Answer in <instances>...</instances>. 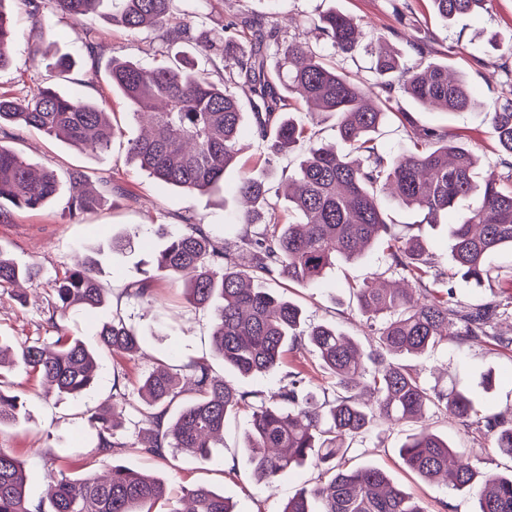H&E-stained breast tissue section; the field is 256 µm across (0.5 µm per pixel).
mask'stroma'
Listing matches in <instances>:
<instances>
[{"label":"stroma","instance_id":"stroma-1","mask_svg":"<svg viewBox=\"0 0 512 512\" xmlns=\"http://www.w3.org/2000/svg\"><path fill=\"white\" fill-rule=\"evenodd\" d=\"M189 6L185 0H173L174 14H181ZM235 6L262 18L277 19L287 25L289 35L306 40L318 50L325 49L326 43L312 20L326 11L360 20L365 42L372 46L386 41L403 52L407 49L405 35L429 37L435 59L446 62L455 75L467 82L476 104L461 112L447 113L421 108L405 97L402 107L417 126L445 129L449 139L465 143L479 156L482 170L501 171L502 155L489 133L487 106L512 89V54L506 51L512 41V0H489L486 11L457 17L447 24L432 15L427 0H240L236 5L231 0H195L190 6L195 11L192 23L199 31H219ZM7 11L16 21V37L12 62L0 71V93L22 97L41 83L65 96L103 100L121 133L108 151L92 153L31 128H12L7 145L33 169L55 171L61 181L62 197L40 210H12L8 223L0 224V248L42 271L34 285L0 287V338L17 347L33 341L51 342L62 332L93 346L99 326L118 317L135 329L142 353L132 359L101 353L97 382L80 398L58 396L21 368L1 370L0 379L24 400L26 418L18 426L0 428V448L9 449L23 462L28 474L27 494L34 501L48 492L46 461L48 455L55 454L60 466L75 476L85 469L102 473L118 463L168 480L171 503L178 507L183 506L188 489L207 485L223 493L234 512H282L289 498L318 480L320 471L308 464L281 475L274 487H265L253 472L247 448L248 412H239L227 420L224 445L215 449L213 461L206 465L181 455L161 460L147 453L136 433L137 414L131 408L117 432L123 448L113 456L98 452L97 434L89 418L111 410L115 389L136 396L141 376L158 359L180 364L206 358L212 360L215 371L222 373L225 381L240 388L267 395L279 390L283 384L281 375L242 378L215 361L211 313L189 305L185 280L153 272L151 257L161 245L155 234L157 225L179 227L184 214L195 215L200 223L223 235L227 249H234L238 233L236 190L243 174L265 173L270 199L285 203L288 180L304 157L307 144L276 159L272 167H264L265 147L253 133V94L249 86L241 83L235 88L243 110L239 163L225 172L223 186L199 195L165 184L140 170L128 157V144L140 134L142 125L112 92V58L118 55L145 67H157L179 55L208 70L220 67V59L200 53L192 44L163 45L148 29L131 32L113 25L109 0H103L98 7L88 36L71 19L51 8L45 9L39 25L30 18L24 0H12ZM396 30L401 33L397 39L392 36ZM88 40L98 44V60L88 58L84 46ZM57 51L72 54L76 61L64 78L57 77L48 66L50 54ZM74 170L83 172L90 185L108 194L105 205L77 219L62 211L63 197L74 191L68 178ZM388 213L395 223L414 225L416 233L428 242L439 268L451 270L448 228L457 222L458 213L440 214L436 223L428 224L422 213L395 201L389 202ZM124 235L131 238L130 248L106 258L99 271L108 290L105 304L91 315L70 313L59 328H51L47 317L56 303V277L79 257ZM487 264L491 278L483 287L450 279L454 301L460 307L497 301L502 286L512 283L511 251L492 254ZM139 269L154 274L152 301L138 302L125 294L128 282ZM378 279H395L381 247L351 263L337 260L315 286L304 288L284 281L274 283L273 288L298 303L308 323L336 325L367 350L373 346L374 336L365 318L356 311L351 286ZM414 364L428 386L443 392L469 390L484 414L512 417V351L498 347L493 340L451 339L416 358ZM421 427L447 437L480 470L512 472V459L493 451L489 437L465 428L457 418L441 411L427 414L418 425L382 423L373 432L355 438L347 453L350 466L383 470L427 512H475L477 501L473 495L442 483L423 481L403 465L398 449L408 434Z\"/></svg>","mask_w":512,"mask_h":512}]
</instances>
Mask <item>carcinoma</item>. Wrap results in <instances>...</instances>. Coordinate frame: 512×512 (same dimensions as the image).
<instances>
[{
	"label": "carcinoma",
	"mask_w": 512,
	"mask_h": 512,
	"mask_svg": "<svg viewBox=\"0 0 512 512\" xmlns=\"http://www.w3.org/2000/svg\"><path fill=\"white\" fill-rule=\"evenodd\" d=\"M0 0V70L9 66L15 22ZM103 0H51L57 11L84 30ZM112 22L130 31L152 28L170 46L193 42L201 51L220 57L224 75L215 80L188 62L175 58L167 66L145 68L126 58L112 57V91L135 117L151 118V132L129 142L128 155L139 169L188 192H206L224 180L236 165L242 110L230 85L241 79L255 96V135L266 143L265 165L308 138V122L322 115L338 117V145H311L294 174L296 187L288 207L278 209L267 196L264 178L246 175L238 192L252 209L238 216L243 224L235 250L192 217L183 228L162 233L165 241L154 254L156 270L177 278L191 274L187 298L196 308L213 312L214 352L224 367L241 377L275 374L288 344H309L321 360L336 392L330 402L302 393L303 373L286 374L288 382L267 397L260 390L234 387L217 375L209 361L175 365L159 361L140 386L146 408L135 422L144 449L166 459L171 450L200 465L212 461V449L224 443L226 418L249 411L248 444L255 476L269 488L279 477L308 462L327 479L301 490L283 512H427L418 501L394 486L374 467H345L347 439L368 433L381 421L412 423L430 410L447 411L465 426L490 436L494 450L512 458V419L478 414L463 390L448 393L429 388L401 355L420 356L453 335L459 341L481 338L512 347V337L493 332L496 322L512 318V292L496 303L463 310L448 292L436 286L443 272L412 225L395 231L387 220L383 198L424 213V220L457 203L473 199L450 229L454 274L476 286L489 276L485 259L512 250V162L507 171L479 177V160L462 144L437 128L411 127L413 149L386 156L373 134L390 117L407 119L399 94L424 109L462 111L473 104L469 86L448 77V65L429 60L430 44L406 41L416 56L413 64L380 48L372 80L360 82L327 62L308 42L288 37L279 24L256 20L243 12L214 36L195 34L187 18L171 14L173 0H111ZM433 15L448 22L472 13L489 0H429ZM316 29L336 52L351 54L363 33L352 18L329 12ZM299 95L306 111L291 106ZM493 137L512 156V98L495 101L488 110ZM34 127L80 150L105 151L116 128L105 105L68 97L40 86L24 98L0 95V125ZM60 196V182L49 170L35 173L11 147L0 144V223L11 210H38ZM102 195L87 190L64 201L74 218L101 206ZM386 245L390 267L411 288H377L366 283L355 289L359 313L369 321L378 347L368 354L336 326H307L301 307L262 286L278 278L301 286L314 284L336 259L351 260L375 245ZM102 252L85 256L57 280L58 305L48 318L76 307L100 308L107 292L97 277ZM40 270L19 264L0 248V285L34 282ZM125 294L144 301L152 297L150 276L131 280ZM100 345L114 356L140 352L135 331L123 320L103 325ZM14 363L23 366L59 394L76 397L93 383L95 358L82 341L60 335L52 343L23 345ZM187 381L193 398L172 415L171 407ZM21 396L0 384V426L22 418ZM98 448L115 452L124 447L116 438L117 424L93 417ZM404 465L426 482L442 477L453 489L472 493L477 512H512V473L481 472L471 464L448 470L455 448L448 439L427 430L408 436L398 448ZM52 493L36 503L26 495L27 473L21 462L0 448V512H152L168 503L167 482L114 464L109 473L92 471L71 477L48 469ZM192 512H234L224 495L206 486L188 492Z\"/></svg>",
	"instance_id": "cac0c4a2"
}]
</instances>
